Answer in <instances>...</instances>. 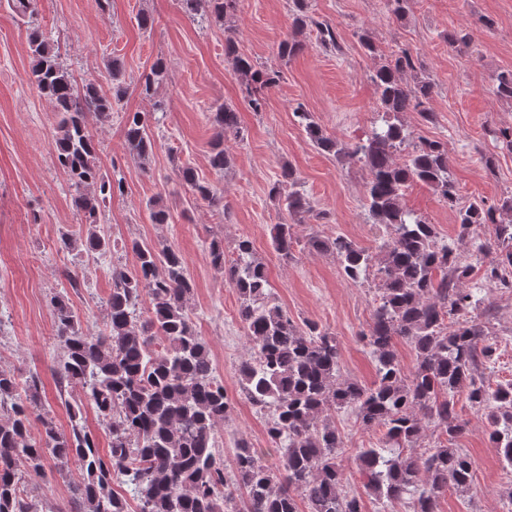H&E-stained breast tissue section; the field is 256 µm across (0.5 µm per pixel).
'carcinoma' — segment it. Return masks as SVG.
Here are the masks:
<instances>
[{"label": "carcinoma", "instance_id": "cac0c4a2", "mask_svg": "<svg viewBox=\"0 0 512 512\" xmlns=\"http://www.w3.org/2000/svg\"><path fill=\"white\" fill-rule=\"evenodd\" d=\"M206 2L219 19L236 0H185L194 11ZM291 33L279 45L280 57L298 54L299 36L311 22L305 0H293ZM32 57L30 80L35 91L49 99L60 116L54 135L55 158L74 188V207L88 225L85 246L102 255L110 238L97 232L106 201L116 183L104 178L97 165V144L88 117L112 118L114 104L126 94L121 62H107L112 94L93 83L78 84L59 61L48 38L35 27L29 35ZM225 51L234 72L245 81L246 99L254 112L262 111L266 93L275 87L280 71L261 68L229 39ZM416 58L404 49L382 64L373 76L384 125L355 143H342L323 132L302 103L294 115L314 146L324 154L362 163L369 171L365 206L373 224L384 227L387 238L379 263L381 295L369 329L361 333L378 362L372 386L342 378L336 338L314 322L302 324L273 302L264 265L252 258L253 243L238 240L237 258H224L222 241L209 244L211 264L241 300L238 317L251 346V357L239 368L247 399L256 408L272 410L266 426L269 443L280 455L272 470L264 451L248 441L237 443L232 466L215 447V430L232 406L218 380L207 341L190 319L187 302L194 282L182 255L135 241L132 271L114 266L107 300L106 329L83 331L67 293L50 297L61 355L53 368L60 382L82 390L68 404L71 429L60 433L43 411L41 382L31 370H0V512H54L38 498L29 481L42 478L48 464L61 474L76 464L79 476L69 479L74 512H225L239 494L235 512H362L360 499L345 491L348 476L336 462L342 437L328 420L329 412L350 409L364 429H385L378 448H361L355 465L364 487L378 497L401 500L413 496V512H435L436 500L452 486L466 490L472 482L473 462L455 447L461 432L453 393L468 388L474 406L491 409L489 437L505 465L512 468V382L491 388L476 378L479 368L494 360L496 347L487 342L483 327L471 313L472 294L460 288L470 266L462 255L437 242L433 225L405 209L408 186H430L456 211L461 236L482 224L495 226L499 261L486 272L493 284L512 288V221L496 215L512 213V197L499 205L484 200L465 206L458 202L448 172V150L438 140L409 139L398 114L416 112L425 123L435 120L428 106L433 86L409 83L404 73ZM165 67L157 60L140 83L151 97L163 80ZM217 139L210 166L224 170L228 158L222 147L227 133L240 135L237 109L221 104L214 114ZM124 136L133 158L148 160L154 141L147 115L128 112ZM408 151L402 162L395 156ZM181 180L201 200L218 205L216 187L198 178L190 167L178 170ZM293 167L284 165L271 184L269 196L291 217L309 209L298 189ZM293 225L271 228L275 251L290 255ZM310 248L336 257L344 277L352 282L365 274L373 260L367 249L338 235L312 236ZM148 315H143L144 300ZM415 351L413 372L405 374L396 358L395 340ZM89 402L110 438L108 453H100L96 436L83 424V402ZM438 431V442L427 454L405 455L403 449L421 437L425 424ZM126 487V494L114 485Z\"/></svg>", "mask_w": 512, "mask_h": 512}]
</instances>
